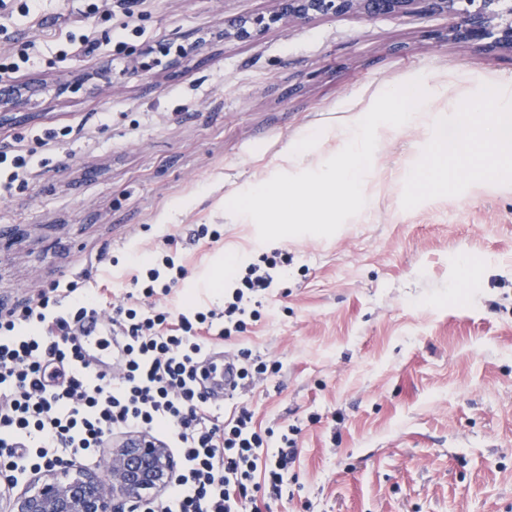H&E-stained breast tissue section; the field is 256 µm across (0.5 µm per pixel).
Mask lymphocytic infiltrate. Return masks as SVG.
I'll list each match as a JSON object with an SVG mask.
<instances>
[{
    "label": "lymphocytic infiltrate",
    "instance_id": "f902f5d3",
    "mask_svg": "<svg viewBox=\"0 0 512 512\" xmlns=\"http://www.w3.org/2000/svg\"><path fill=\"white\" fill-rule=\"evenodd\" d=\"M139 0H92L72 18L32 13L35 25L76 28L73 52L94 56L91 20L135 22ZM151 260L130 256L131 289L113 296L93 284L92 271L45 288L36 304L0 311V459L9 467L78 459L121 433H147L170 448L180 467L167 492L142 512H266L282 499L296 441L270 442L250 406H209L194 381L217 339L259 321L262 298L288 274V254L260 248L256 260L232 272L221 303L173 307L166 299L187 275L175 235ZM106 320L124 349L110 372L82 364L73 342L86 317Z\"/></svg>",
    "mask_w": 512,
    "mask_h": 512
}]
</instances>
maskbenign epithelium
I'll return each mask as SVG.
<instances>
[{
	"label": "benign epithelium",
	"instance_id": "7a95c632",
	"mask_svg": "<svg viewBox=\"0 0 512 512\" xmlns=\"http://www.w3.org/2000/svg\"><path fill=\"white\" fill-rule=\"evenodd\" d=\"M417 8L448 15L450 40L512 53V0H278L277 11L268 16L225 22L224 39L250 43L281 20L401 15ZM25 104L19 87L0 95V112H15ZM178 467L170 449L155 439L122 436L112 441L100 472L71 463L33 471L22 490L8 491L4 512H140L168 487Z\"/></svg>",
	"mask_w": 512,
	"mask_h": 512
}]
</instances>
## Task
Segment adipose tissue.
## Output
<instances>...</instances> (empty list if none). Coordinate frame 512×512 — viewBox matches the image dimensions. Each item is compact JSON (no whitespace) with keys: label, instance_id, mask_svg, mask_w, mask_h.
Returning <instances> with one entry per match:
<instances>
[{"label":"adipose tissue","instance_id":"adipose-tissue-1","mask_svg":"<svg viewBox=\"0 0 512 512\" xmlns=\"http://www.w3.org/2000/svg\"><path fill=\"white\" fill-rule=\"evenodd\" d=\"M465 159L472 175L483 176L494 169L512 171V105H502L493 116L474 111L452 139L437 143L436 157L424 174L417 178L418 187L444 183L449 177L448 162Z\"/></svg>","mask_w":512,"mask_h":512}]
</instances>
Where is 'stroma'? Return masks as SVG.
<instances>
[{
  "instance_id": "stroma-1",
  "label": "stroma",
  "mask_w": 512,
  "mask_h": 512,
  "mask_svg": "<svg viewBox=\"0 0 512 512\" xmlns=\"http://www.w3.org/2000/svg\"><path fill=\"white\" fill-rule=\"evenodd\" d=\"M22 2L0 8V56L34 45L11 80L35 93L0 114V145L32 151L25 182L0 195L7 308L107 244L116 262L97 274L119 281L130 250L148 259L168 232L188 271L176 301L221 302L219 284L259 245L226 194L287 172L292 141L390 87H445L417 125L380 130L368 209L331 237L277 240L290 262L270 312L220 347L281 364L247 395L261 430L297 431L272 512H512V175L414 188L460 113L512 96V54L447 40V16L421 12L282 22L239 43L225 21L275 0H152L136 30L97 20V55L67 56L66 31L32 26ZM169 42L193 51L170 64L157 51ZM44 129L54 148L37 146ZM197 224L224 235L193 243Z\"/></svg>"
}]
</instances>
